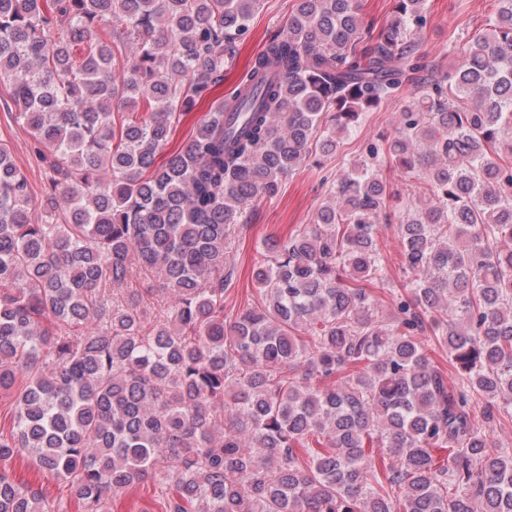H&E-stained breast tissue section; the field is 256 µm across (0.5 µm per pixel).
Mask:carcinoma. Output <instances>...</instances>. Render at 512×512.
<instances>
[{"mask_svg":"<svg viewBox=\"0 0 512 512\" xmlns=\"http://www.w3.org/2000/svg\"><path fill=\"white\" fill-rule=\"evenodd\" d=\"M259 2L0 0V91L44 170L37 195L0 138V462L54 474L80 512L149 477L165 512H512V453L488 433L512 422V0L446 73L414 38L426 0L380 29L360 0H297L164 153ZM408 90L225 322L245 208ZM382 162L422 194L389 313ZM134 261L172 296L154 320L142 289L114 292ZM0 512L48 510L0 469Z\"/></svg>","mask_w":512,"mask_h":512,"instance_id":"obj_1","label":"carcinoma"}]
</instances>
